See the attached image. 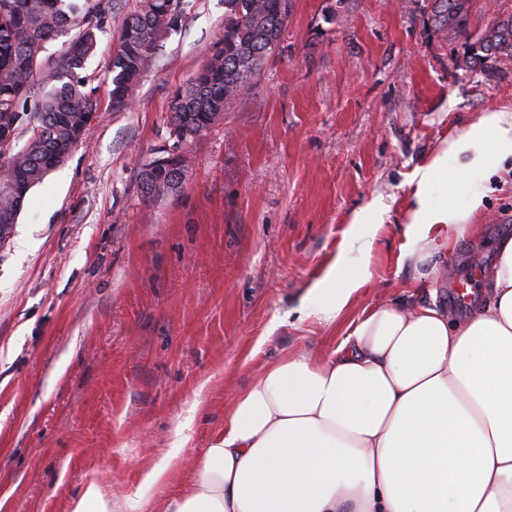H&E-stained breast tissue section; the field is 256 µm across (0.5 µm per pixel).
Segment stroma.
Returning a JSON list of instances; mask_svg holds the SVG:
<instances>
[{"label":"stroma","instance_id":"35a3bbf8","mask_svg":"<svg viewBox=\"0 0 512 512\" xmlns=\"http://www.w3.org/2000/svg\"><path fill=\"white\" fill-rule=\"evenodd\" d=\"M432 0H291L277 47L203 136L182 187L143 200L139 170L172 149L167 117L213 50L224 0H187L133 105L107 74L137 0H116L81 71L97 98L85 146L34 187L0 249V512H67L96 472L113 498L175 492L235 398L288 353L327 356L379 303L426 298L404 259L412 175L448 138L512 106V59L466 67ZM474 233L439 244L437 302L483 299L494 242L512 232V159ZM387 211L370 252L348 222ZM370 280L336 323L302 319L344 260ZM459 281L471 298L449 296ZM177 450L168 487L143 471Z\"/></svg>","mask_w":512,"mask_h":512}]
</instances>
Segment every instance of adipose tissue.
Returning <instances> with one entry per match:
<instances>
[{"label": "adipose tissue", "instance_id": "ef3b65f1", "mask_svg": "<svg viewBox=\"0 0 512 512\" xmlns=\"http://www.w3.org/2000/svg\"><path fill=\"white\" fill-rule=\"evenodd\" d=\"M459 158L449 167V157ZM512 157V110L445 141L413 180L412 266L471 232ZM442 185L441 207L430 190ZM464 320L433 302L366 312L331 353L287 354L235 399L193 475L163 500H120L87 474L70 512H512V234ZM367 267L312 289L302 316L336 322Z\"/></svg>", "mask_w": 512, "mask_h": 512}]
</instances>
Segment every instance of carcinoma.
<instances>
[{
    "mask_svg": "<svg viewBox=\"0 0 512 512\" xmlns=\"http://www.w3.org/2000/svg\"><path fill=\"white\" fill-rule=\"evenodd\" d=\"M112 0H0V129L25 132L21 147L0 148V174L13 184L0 194V241L10 242L30 191L43 183L85 140L97 102L80 76L98 46L97 31ZM183 0H139L124 20L112 54V110L130 108L134 88L150 71L165 37L178 27ZM290 0H224V21L214 52L190 83L174 93L169 134L189 143L204 135L241 95L275 49L288 22ZM474 0H434V20L449 35L473 39V68L512 57V17L493 21L476 37L470 23ZM68 37L56 58L46 44ZM39 84L44 96L28 107Z\"/></svg>",
    "mask_w": 512,
    "mask_h": 512,
    "instance_id": "cac0c4a2",
    "label": "carcinoma"
}]
</instances>
